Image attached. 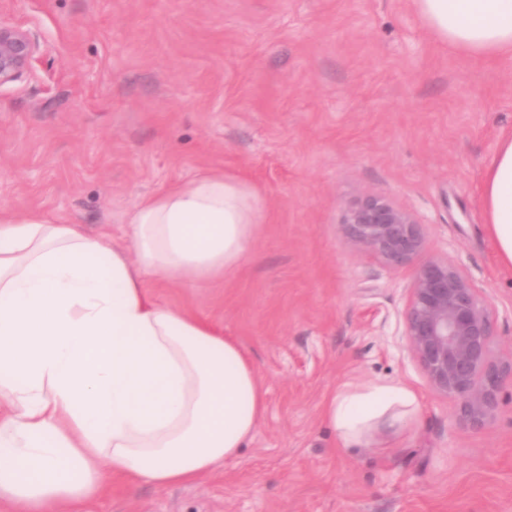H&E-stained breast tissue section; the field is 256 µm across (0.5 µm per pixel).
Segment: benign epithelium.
I'll return each instance as SVG.
<instances>
[{"label":"benign epithelium","instance_id":"benign-epithelium-1","mask_svg":"<svg viewBox=\"0 0 512 512\" xmlns=\"http://www.w3.org/2000/svg\"><path fill=\"white\" fill-rule=\"evenodd\" d=\"M36 50L27 31L0 17V87L27 73ZM343 223L356 248L372 250L393 268L425 246L414 216L382 197H358L346 207ZM491 319L490 306L458 262L431 259L417 268L404 311L409 351L432 389L454 398L476 426L494 409L501 381L490 355Z\"/></svg>","mask_w":512,"mask_h":512}]
</instances>
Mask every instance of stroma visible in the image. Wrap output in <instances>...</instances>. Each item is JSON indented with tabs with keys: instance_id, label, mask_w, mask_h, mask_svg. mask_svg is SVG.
<instances>
[{
	"instance_id": "35a3bbf8",
	"label": "stroma",
	"mask_w": 512,
	"mask_h": 512,
	"mask_svg": "<svg viewBox=\"0 0 512 512\" xmlns=\"http://www.w3.org/2000/svg\"><path fill=\"white\" fill-rule=\"evenodd\" d=\"M35 39L0 87V206L124 239L144 196L209 171L262 196L248 259L221 279L151 280L161 304L248 353L267 412L239 455L188 485L113 482L87 512H512V375L479 427L432 390L404 336L414 264L356 249L361 195L415 216L422 259L459 262L512 364V270L481 185L512 134V58L429 31L413 0H0ZM356 381L421 400L409 432L339 447L324 402Z\"/></svg>"
}]
</instances>
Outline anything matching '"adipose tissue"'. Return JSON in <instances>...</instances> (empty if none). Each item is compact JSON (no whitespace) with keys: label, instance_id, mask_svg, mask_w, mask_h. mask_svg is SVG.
<instances>
[{"label":"adipose tissue","instance_id":"1","mask_svg":"<svg viewBox=\"0 0 512 512\" xmlns=\"http://www.w3.org/2000/svg\"><path fill=\"white\" fill-rule=\"evenodd\" d=\"M415 3L450 47L512 55V0ZM482 200L498 258L512 268V136L487 169ZM265 218L262 197L224 173L141 198L126 246L0 208L1 504L83 512L113 478L192 483L236 457L267 410L251 360L212 323L155 301L145 280L233 273ZM419 412L403 383H350L324 419L350 448Z\"/></svg>","mask_w":512,"mask_h":512}]
</instances>
